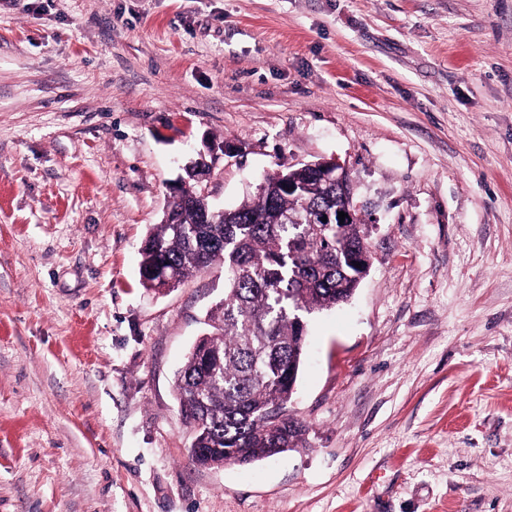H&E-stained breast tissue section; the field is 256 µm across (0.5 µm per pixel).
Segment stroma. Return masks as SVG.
Masks as SVG:
<instances>
[{
    "label": "stroma",
    "instance_id": "35a3bbf8",
    "mask_svg": "<svg viewBox=\"0 0 512 512\" xmlns=\"http://www.w3.org/2000/svg\"><path fill=\"white\" fill-rule=\"evenodd\" d=\"M207 142L227 209L345 163L372 265L309 319L303 446L204 469L224 270L139 265ZM0 512H512V0H0Z\"/></svg>",
    "mask_w": 512,
    "mask_h": 512
}]
</instances>
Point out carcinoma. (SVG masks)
<instances>
[{
	"label": "carcinoma",
	"mask_w": 512,
	"mask_h": 512,
	"mask_svg": "<svg viewBox=\"0 0 512 512\" xmlns=\"http://www.w3.org/2000/svg\"><path fill=\"white\" fill-rule=\"evenodd\" d=\"M286 176L300 195L281 186ZM336 186L298 167L265 177L255 195L216 212L211 224L175 201L141 247L140 280L173 286L216 263L224 265V298L208 316L211 330L175 376L180 413L192 428L191 460L204 467L250 464L302 443L305 426L288 414L301 369L306 317L348 301L359 286L354 262L367 243L362 220L319 224L335 207Z\"/></svg>",
	"instance_id": "carcinoma-1"
}]
</instances>
